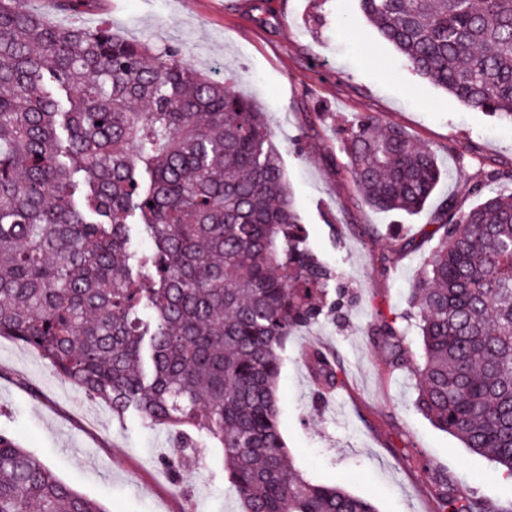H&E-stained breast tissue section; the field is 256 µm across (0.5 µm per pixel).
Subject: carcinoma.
Listing matches in <instances>:
<instances>
[{
  "label": "carcinoma",
  "instance_id": "obj_1",
  "mask_svg": "<svg viewBox=\"0 0 512 512\" xmlns=\"http://www.w3.org/2000/svg\"><path fill=\"white\" fill-rule=\"evenodd\" d=\"M412 71L512 124V0H358ZM362 203L403 218L435 203L437 245L409 310L375 326L415 407L512 480V180L438 201L436 151L356 119L342 141ZM155 277L132 275L133 237ZM336 273L301 229L264 113L182 60L102 24L47 21L0 0V338L65 382L224 454L241 512H377L292 463L279 425L281 351L318 322ZM415 320L421 361L404 343ZM316 379L336 382L319 352ZM450 512H487L472 492ZM0 512H106L0 433Z\"/></svg>",
  "mask_w": 512,
  "mask_h": 512
}]
</instances>
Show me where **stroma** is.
<instances>
[{"instance_id":"1","label":"stroma","mask_w":512,"mask_h":512,"mask_svg":"<svg viewBox=\"0 0 512 512\" xmlns=\"http://www.w3.org/2000/svg\"><path fill=\"white\" fill-rule=\"evenodd\" d=\"M83 14L130 40L179 49L213 81L266 113L308 244L341 272L340 316L300 329L283 350L280 426L312 481L369 498L379 512H439L441 487L512 512V483L414 407L411 372L392 371L377 321L407 309L437 242L435 213L402 219L368 209L341 151L355 118L376 117L433 147L446 173L438 197L467 193L484 172L512 170V127L411 73L358 0H99ZM413 240L404 250L401 240ZM334 360L337 384L316 385L309 351ZM0 432L107 512H238L221 449L187 459L184 481L164 465L178 450L141 416L113 418L40 355L0 338Z\"/></svg>"}]
</instances>
